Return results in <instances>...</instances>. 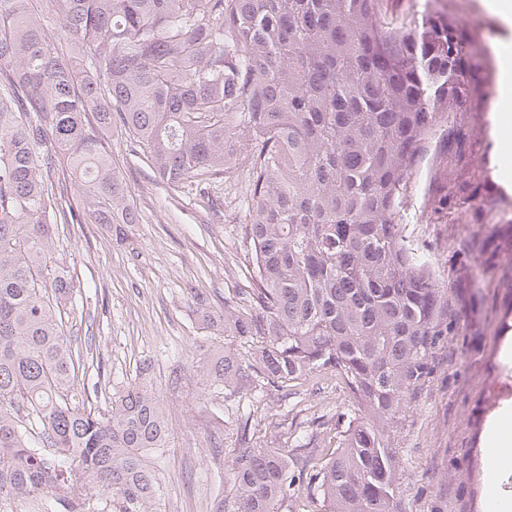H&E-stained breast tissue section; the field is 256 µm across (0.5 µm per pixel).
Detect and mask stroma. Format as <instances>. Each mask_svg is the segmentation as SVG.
<instances>
[{
	"instance_id": "stroma-1",
	"label": "stroma",
	"mask_w": 512,
	"mask_h": 512,
	"mask_svg": "<svg viewBox=\"0 0 512 512\" xmlns=\"http://www.w3.org/2000/svg\"><path fill=\"white\" fill-rule=\"evenodd\" d=\"M508 25L493 12L464 20L474 43L489 55L471 82L466 107L478 165L499 193L512 165V137L500 136L497 116L512 113L498 77L512 55ZM112 159L131 191L136 224L53 225L52 266L80 284L65 308L75 346L87 355L85 385L113 397L143 382L166 415L169 443L148 453L162 493L151 512H225L234 491L230 469L238 427L248 422L257 444L296 454L303 443L308 474L336 450L349 423L360 418L340 377L313 374L292 394L265 385L231 392L212 383L205 365L229 351L250 360L253 342L205 328L199 303L223 311L224 298L247 285L241 226L252 206L243 169L226 175L213 198L156 181L142 154L121 134L108 139ZM436 167L427 155L413 174L404 204L402 236L446 275L448 227L426 221L425 200ZM474 336L456 337L443 352L433 381L412 396L392 437L406 512H512V447L503 449L495 477L485 474V431L512 400V275L490 289Z\"/></svg>"
}]
</instances>
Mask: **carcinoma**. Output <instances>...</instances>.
<instances>
[{
	"mask_svg": "<svg viewBox=\"0 0 512 512\" xmlns=\"http://www.w3.org/2000/svg\"><path fill=\"white\" fill-rule=\"evenodd\" d=\"M34 0H0V512H150L161 482L147 451L168 436L152 389L105 409L78 383L84 355L51 282L50 216L135 224L106 141L118 129L154 177L208 194L236 166L253 199L241 243L248 287L205 327L257 343L213 356L237 390L314 372L344 380L362 413L313 476L323 512H403L391 432L466 335L458 290L483 299L512 241L493 214L463 108L485 48L465 44L447 0L403 25L379 0H58L51 39ZM445 162L428 224L448 237V279L400 232L411 176ZM83 200L73 205L67 177ZM239 427L230 512H286L306 461Z\"/></svg>",
	"mask_w": 512,
	"mask_h": 512,
	"instance_id": "1",
	"label": "carcinoma"
}]
</instances>
